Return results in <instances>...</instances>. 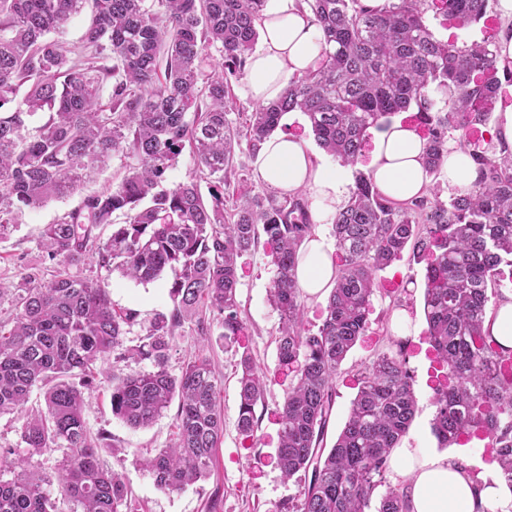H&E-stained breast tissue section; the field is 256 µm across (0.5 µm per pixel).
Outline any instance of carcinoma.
<instances>
[{
    "mask_svg": "<svg viewBox=\"0 0 512 512\" xmlns=\"http://www.w3.org/2000/svg\"><path fill=\"white\" fill-rule=\"evenodd\" d=\"M88 1L90 56L79 62L51 34ZM304 2L326 43L321 65L242 119L231 117L232 86L245 74L266 0H0V238L24 210L69 196L115 157L128 160L117 184L45 225L41 244L59 272L47 283L27 277L12 317L0 321V414L21 415L26 450L21 457L0 448V473L15 471L0 477V512H58L61 498L74 512H137L124 475L102 465L104 437L85 418V389L105 375L110 357L152 364L112 378V414L128 426L150 425L178 400L173 445L141 463L155 485L174 493L209 476L224 439L218 378L203 355L178 376L167 360L201 304L210 317L198 321L200 333L216 323L225 346L237 342L245 328L238 265L262 237L275 268L277 357L292 375L275 462L284 480L304 483L301 502L286 500L278 512H366L384 482L390 453L418 409L404 342L364 367L329 449L324 435L336 376L368 328L380 273L406 252L425 263L427 336L443 369L431 399L434 434L447 447L483 433L512 492V347L483 328L491 297L503 298L504 271L512 282V154L471 146L512 85V66L500 64L498 42L439 39L429 23L432 14L445 27L466 28L495 0ZM214 51L222 63L205 74ZM293 111L355 174L333 219L334 286L315 331L303 327L297 276L300 247L316 230L309 200L301 192L256 193L233 165L236 148L258 153ZM409 111L426 130L428 175L443 167L451 140L476 166L474 183L446 202L434 183L430 195L398 203L360 169L371 130ZM40 112L47 119L30 125ZM187 146L210 177L206 197L195 179L163 186ZM117 212L121 224L113 223ZM103 224L112 236L94 250L92 231ZM94 257L136 283L173 273L172 309L155 314L140 345H124L138 313L116 308L106 288L70 273ZM239 367L237 428L252 437L264 382L245 351ZM35 388L45 410L33 413L26 404ZM61 447L69 453L54 473L32 465ZM377 512H410L408 495L388 489Z\"/></svg>",
    "mask_w": 512,
    "mask_h": 512,
    "instance_id": "obj_1",
    "label": "carcinoma"
}]
</instances>
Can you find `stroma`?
<instances>
[{
	"instance_id": "obj_1",
	"label": "stroma",
	"mask_w": 512,
	"mask_h": 512,
	"mask_svg": "<svg viewBox=\"0 0 512 512\" xmlns=\"http://www.w3.org/2000/svg\"><path fill=\"white\" fill-rule=\"evenodd\" d=\"M122 171L120 159L111 160L69 197L55 199L42 208L25 212L20 224L14 225L0 239V282L9 287L20 286L26 275L37 281H50L57 265L48 259L40 240L44 225L56 223L66 212L77 208L87 195L105 191L116 182ZM74 274L99 282L107 288L114 304L136 310L138 323L125 337L126 346L139 344L144 327L155 313L171 307L168 290L170 276L138 284L113 271L87 261L75 266ZM274 276L265 246L242 258L239 265V299L244 309L246 329L235 348H225L217 336H202L195 322H185L170 352L168 370L180 374L184 362L195 354L210 358L220 384V400L224 408V441L217 451L216 464L210 476L179 493L157 488L150 473L136 461L154 455L173 443L176 433L175 408L168 410L151 426L134 429L112 414L110 393L112 375L123 376L140 370H150L149 362L107 361L106 377L100 378L86 392L85 416L90 429L102 434L101 458L104 464L124 474L139 512H208L211 494H219L218 512H277L287 499L300 501L303 484L298 480H283L274 463L278 446V414L289 378L280 371L274 342L279 316L267 299ZM424 267L402 258L381 274V286L376 292L369 315V328L350 351L336 378V395L326 441L334 443L346 422L349 409L358 390V370L371 362L378 353L392 349L397 334L394 319L406 313L412 329L404 349L407 366L418 398V410L402 445L422 446L438 451L439 443L432 432L435 408L431 403L433 377L439 367L424 339ZM249 352L266 376V389L255 438L242 436L237 429L238 385L237 363L241 352Z\"/></svg>"
}]
</instances>
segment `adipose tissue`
<instances>
[{"label": "adipose tissue", "instance_id": "obj_1", "mask_svg": "<svg viewBox=\"0 0 512 512\" xmlns=\"http://www.w3.org/2000/svg\"><path fill=\"white\" fill-rule=\"evenodd\" d=\"M260 29L262 44L249 60L246 82L253 99L266 103L292 77L316 69L325 44L303 0H267ZM373 146L371 173L384 195L400 202L424 195L429 184L425 142L414 130L391 120L374 130ZM259 177L284 192L309 191L323 214L343 204L349 185L345 167L317 160L305 141L285 134L263 144ZM333 277L332 250L321 236L308 239L298 267L300 286L308 295H318L331 287ZM389 465L409 481L411 512H512L502 487L474 493L464 470L425 449L394 448Z\"/></svg>", "mask_w": 512, "mask_h": 512}]
</instances>
